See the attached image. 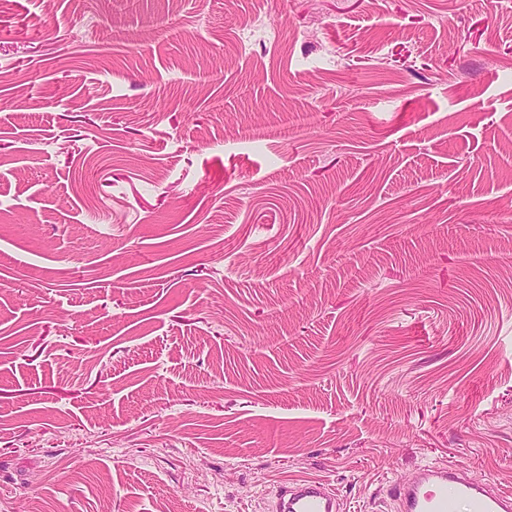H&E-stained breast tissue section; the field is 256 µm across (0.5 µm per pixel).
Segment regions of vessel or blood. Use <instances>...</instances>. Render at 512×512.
Instances as JSON below:
<instances>
[{"label": "vessel or blood", "mask_w": 512, "mask_h": 512, "mask_svg": "<svg viewBox=\"0 0 512 512\" xmlns=\"http://www.w3.org/2000/svg\"><path fill=\"white\" fill-rule=\"evenodd\" d=\"M397 512H512V494L467 479L450 464L433 463L416 469L406 480L390 486ZM336 495L325 483L301 480L282 488L275 512H338Z\"/></svg>", "instance_id": "obj_1"}]
</instances>
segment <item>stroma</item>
Here are the masks:
<instances>
[{
    "instance_id": "obj_1",
    "label": "stroma",
    "mask_w": 512,
    "mask_h": 512,
    "mask_svg": "<svg viewBox=\"0 0 512 512\" xmlns=\"http://www.w3.org/2000/svg\"><path fill=\"white\" fill-rule=\"evenodd\" d=\"M512 492V0L0 5V512ZM388 496L399 512H457L460 504L468 512L512 511V494L467 479L446 463L419 467L409 479L391 485ZM339 512L336 495L325 483L300 480L283 487L275 504V512Z\"/></svg>"
}]
</instances>
